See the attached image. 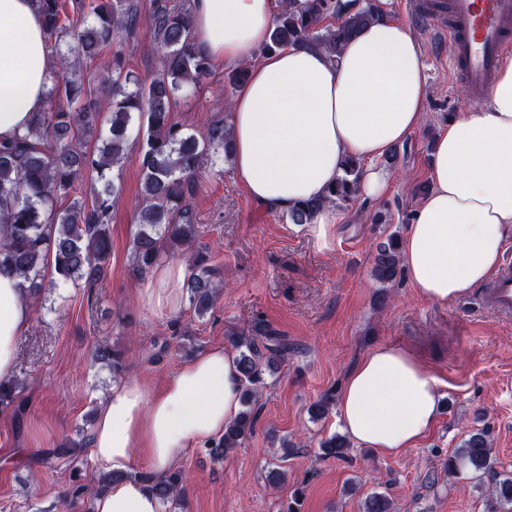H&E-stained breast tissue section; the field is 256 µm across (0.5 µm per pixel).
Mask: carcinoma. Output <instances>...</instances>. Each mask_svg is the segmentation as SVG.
<instances>
[{"mask_svg":"<svg viewBox=\"0 0 512 512\" xmlns=\"http://www.w3.org/2000/svg\"><path fill=\"white\" fill-rule=\"evenodd\" d=\"M48 39L85 58L104 59L102 83L109 88L111 115L101 145H87L96 98L83 76L68 70L61 52L58 67L49 72L46 107L28 132L0 143V225L9 227L0 240V274L19 277L25 298L35 302L44 288L45 272L60 287L81 283L91 288L104 279L112 252L110 226L114 200L120 192L113 168L138 126L141 196L143 208L131 240L133 270L143 274L163 256L186 249L196 236V214L189 199L196 194V176L208 162L216 166L230 156V134L224 123L211 124L198 134L172 119L179 92L210 75V63L196 50L190 13L171 0H151L148 21L163 50L159 73L143 79L126 68V50L137 32L140 12L131 0H75L76 19L69 20L65 0H37ZM380 9L371 0H285L276 16L265 50L299 43L318 46L332 56L370 25ZM361 161L348 157L342 174L322 199H310L287 212L292 224H309L330 203L349 202L360 192ZM189 302L200 317L214 309L218 299L216 270L207 259L190 260ZM401 271L396 237L379 245L374 274L392 284ZM238 351L243 402L256 401L264 387L262 359L269 351L281 356L287 350L264 323L249 334L228 337ZM20 382L0 379V410L14 404ZM256 414L239 413L224 428V435L206 451L221 458L240 447L251 434ZM349 442L341 435L321 443L323 455L342 458ZM494 475L495 459L485 431L471 433L448 456V474ZM165 503L185 488L188 474L176 469L160 480L139 474ZM492 495L501 505H512V476L494 480ZM362 512H392L382 493H371Z\"/></svg>","mask_w":512,"mask_h":512,"instance_id":"1","label":"carcinoma"}]
</instances>
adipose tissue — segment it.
<instances>
[{
	"instance_id": "obj_1",
	"label": "adipose tissue",
	"mask_w": 512,
	"mask_h": 512,
	"mask_svg": "<svg viewBox=\"0 0 512 512\" xmlns=\"http://www.w3.org/2000/svg\"><path fill=\"white\" fill-rule=\"evenodd\" d=\"M283 0H191L198 51L210 64L249 61L229 117L232 161L254 205L285 212L322 197L345 158L372 161L423 123L426 69L409 26L383 16L349 41L339 56L291 46L263 53ZM47 37L36 0H0V141L25 134L45 106ZM431 189L401 244L402 268L431 302L468 294L494 274L512 244V54L498 65L486 109L451 122L438 136ZM184 265L151 273L142 301L159 313L184 302ZM32 305L17 278L0 274V379L14 371ZM442 382L412 349L374 348L349 372L339 420L360 448L396 456L433 428ZM241 410L234 354L209 347L152 394L139 379L112 387L95 421L94 461L121 474L100 492L95 512H164L146 483L132 476L142 455L154 478L172 471L181 453L221 436Z\"/></svg>"
}]
</instances>
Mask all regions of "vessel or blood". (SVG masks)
<instances>
[{
  "label": "vessel or blood",
  "mask_w": 512,
  "mask_h": 512,
  "mask_svg": "<svg viewBox=\"0 0 512 512\" xmlns=\"http://www.w3.org/2000/svg\"><path fill=\"white\" fill-rule=\"evenodd\" d=\"M512 44V0H451L448 62L462 74L469 101L485 99L500 56ZM495 314L512 313V259L491 280L481 300Z\"/></svg>",
  "instance_id": "obj_1"
}]
</instances>
